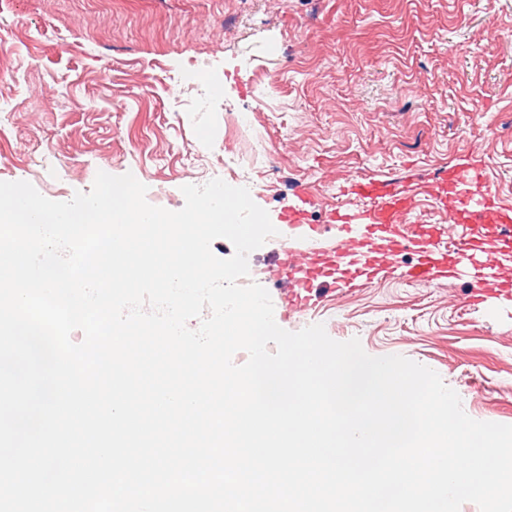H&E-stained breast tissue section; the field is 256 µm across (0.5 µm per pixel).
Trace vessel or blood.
Masks as SVG:
<instances>
[{
	"label": "vessel or blood",
	"mask_w": 512,
	"mask_h": 512,
	"mask_svg": "<svg viewBox=\"0 0 512 512\" xmlns=\"http://www.w3.org/2000/svg\"><path fill=\"white\" fill-rule=\"evenodd\" d=\"M442 182L448 187V210L459 229L456 240L448 245L441 242L439 225L411 222L414 186L370 177L354 179L349 193L367 204L355 212L329 214L338 230L335 246L305 253L284 248L270 264L269 277L282 295L283 314L312 306L319 287L366 283L393 271L407 253L415 257L404 271L411 280L465 279L473 284L476 298L512 295V208L485 190L480 166L451 168ZM294 191L300 203L283 210L280 222L295 238L317 240L322 225L306 221V208L314 199L303 183H296Z\"/></svg>",
	"instance_id": "1"
}]
</instances>
